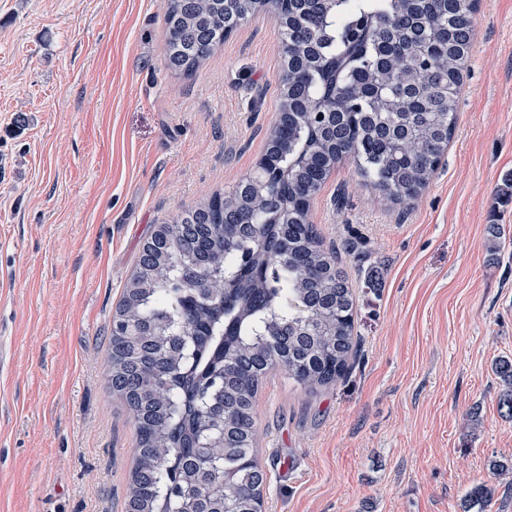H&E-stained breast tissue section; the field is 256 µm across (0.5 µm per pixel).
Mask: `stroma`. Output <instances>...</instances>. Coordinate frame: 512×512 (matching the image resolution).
<instances>
[{"label":"stroma","instance_id":"1","mask_svg":"<svg viewBox=\"0 0 512 512\" xmlns=\"http://www.w3.org/2000/svg\"><path fill=\"white\" fill-rule=\"evenodd\" d=\"M472 38L422 194L393 202L345 160L311 201L355 340L334 384L260 383L265 512H512L494 372L512 359V0H479ZM284 66L269 11L184 76L165 0H0V512H124L137 433L107 383L112 319L159 224L253 172Z\"/></svg>","mask_w":512,"mask_h":512}]
</instances>
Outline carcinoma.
I'll return each instance as SVG.
<instances>
[{
	"instance_id": "cac0c4a2",
	"label": "carcinoma",
	"mask_w": 512,
	"mask_h": 512,
	"mask_svg": "<svg viewBox=\"0 0 512 512\" xmlns=\"http://www.w3.org/2000/svg\"><path fill=\"white\" fill-rule=\"evenodd\" d=\"M475 0H331L311 7L289 60L288 131L269 157L285 175L257 192L245 179L172 222L166 262L130 280L119 308L132 336L109 337L107 381L138 434L127 512H253L266 477L253 398L276 367L306 388L342 377L356 302L309 203L333 160H351L387 198L429 183L453 136ZM247 16V0H166L167 66L190 73ZM300 155L313 166L299 170ZM495 372L512 416V360Z\"/></svg>"
}]
</instances>
